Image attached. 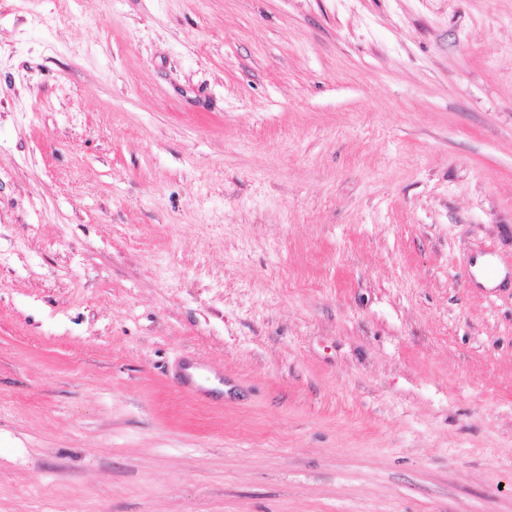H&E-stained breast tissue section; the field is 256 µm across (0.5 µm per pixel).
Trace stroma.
I'll use <instances>...</instances> for the list:
<instances>
[{
  "mask_svg": "<svg viewBox=\"0 0 512 512\" xmlns=\"http://www.w3.org/2000/svg\"><path fill=\"white\" fill-rule=\"evenodd\" d=\"M0 512H512V0H0Z\"/></svg>",
  "mask_w": 512,
  "mask_h": 512,
  "instance_id": "35a3bbf8",
  "label": "stroma"
}]
</instances>
